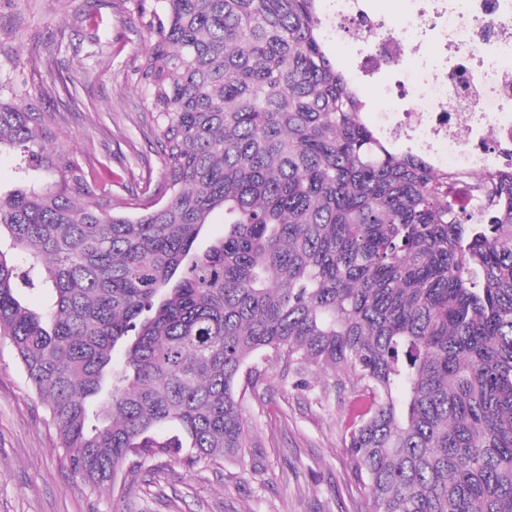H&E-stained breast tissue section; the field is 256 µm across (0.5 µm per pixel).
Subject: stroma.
Wrapping results in <instances>:
<instances>
[{
	"label": "stroma",
	"instance_id": "stroma-1",
	"mask_svg": "<svg viewBox=\"0 0 512 512\" xmlns=\"http://www.w3.org/2000/svg\"><path fill=\"white\" fill-rule=\"evenodd\" d=\"M85 0H0V67L21 72L39 112L57 116L54 144L82 166L108 157L112 195L157 186L164 167L138 109L137 52L144 29L122 0H98L100 26L80 24ZM327 47L374 122L394 76H364L359 43ZM244 415V463L188 467L160 456L150 473L94 492L68 469L48 414L9 347L0 348V512H368L349 466L341 412L260 363Z\"/></svg>",
	"mask_w": 512,
	"mask_h": 512
}]
</instances>
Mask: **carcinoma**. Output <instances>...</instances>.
Wrapping results in <instances>:
<instances>
[{"label":"carcinoma","instance_id":"carcinoma-1","mask_svg":"<svg viewBox=\"0 0 512 512\" xmlns=\"http://www.w3.org/2000/svg\"><path fill=\"white\" fill-rule=\"evenodd\" d=\"M125 2L155 189L112 201L107 161L49 148L56 114L0 69L23 179L0 192V343L71 471L96 491L133 458L243 461L261 357L344 406L371 512H512V167L379 137L319 0Z\"/></svg>","mask_w":512,"mask_h":512}]
</instances>
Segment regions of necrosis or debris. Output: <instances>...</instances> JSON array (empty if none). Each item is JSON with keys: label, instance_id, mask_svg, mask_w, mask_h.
<instances>
[{"label": "necrosis or debris", "instance_id": "4bbe7bcc", "mask_svg": "<svg viewBox=\"0 0 512 512\" xmlns=\"http://www.w3.org/2000/svg\"><path fill=\"white\" fill-rule=\"evenodd\" d=\"M376 2L329 0L322 23L370 43L360 59L365 73H394L399 109L380 134L438 169L452 155L473 173L511 163L512 0H415L399 23ZM409 56L418 62L411 82L403 75Z\"/></svg>", "mask_w": 512, "mask_h": 512}]
</instances>
